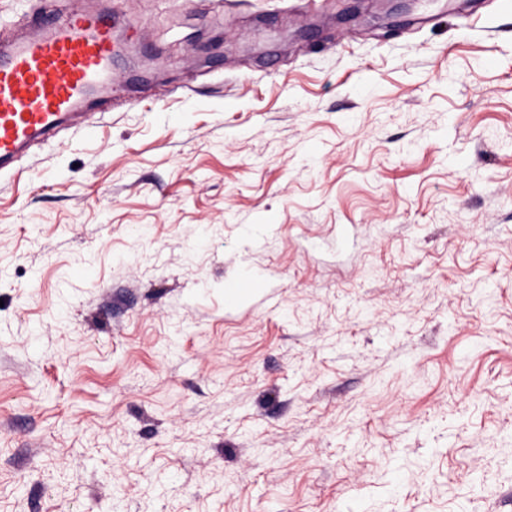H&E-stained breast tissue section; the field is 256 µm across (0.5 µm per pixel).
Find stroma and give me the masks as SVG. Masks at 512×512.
Instances as JSON below:
<instances>
[{"label": "stroma", "instance_id": "obj_1", "mask_svg": "<svg viewBox=\"0 0 512 512\" xmlns=\"http://www.w3.org/2000/svg\"><path fill=\"white\" fill-rule=\"evenodd\" d=\"M77 9L125 52L0 178V512H512V0L0 39Z\"/></svg>", "mask_w": 512, "mask_h": 512}]
</instances>
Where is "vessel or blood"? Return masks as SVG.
Listing matches in <instances>:
<instances>
[{
    "label": "vessel or blood",
    "instance_id": "1",
    "mask_svg": "<svg viewBox=\"0 0 512 512\" xmlns=\"http://www.w3.org/2000/svg\"><path fill=\"white\" fill-rule=\"evenodd\" d=\"M34 27L0 46V175L73 120L120 60L112 17L77 10L66 21L44 17Z\"/></svg>",
    "mask_w": 512,
    "mask_h": 512
}]
</instances>
